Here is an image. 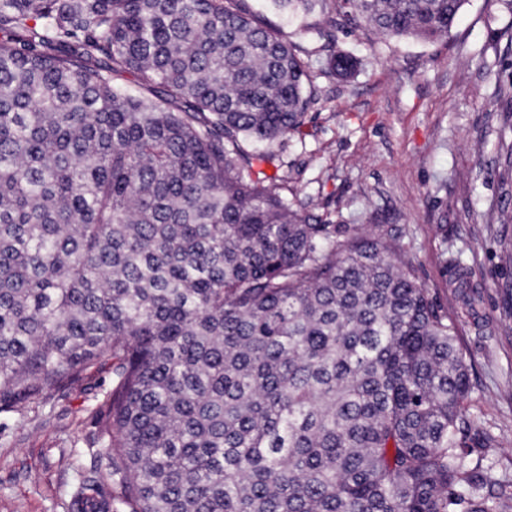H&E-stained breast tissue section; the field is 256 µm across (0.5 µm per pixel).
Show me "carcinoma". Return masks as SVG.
<instances>
[{
	"label": "carcinoma",
	"instance_id": "cac0c4a2",
	"mask_svg": "<svg viewBox=\"0 0 512 512\" xmlns=\"http://www.w3.org/2000/svg\"><path fill=\"white\" fill-rule=\"evenodd\" d=\"M466 2L344 0L422 41ZM326 37L323 69L351 75ZM317 100L248 0H0V410L112 367L116 493L87 482L75 512H512L464 452L455 322L393 240L261 169Z\"/></svg>",
	"mask_w": 512,
	"mask_h": 512
}]
</instances>
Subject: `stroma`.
Segmentation results:
<instances>
[{"mask_svg":"<svg viewBox=\"0 0 512 512\" xmlns=\"http://www.w3.org/2000/svg\"><path fill=\"white\" fill-rule=\"evenodd\" d=\"M343 0L301 18L276 17L310 64L320 99L303 136L288 140L267 174L288 182L309 207L336 224L397 237L413 274L455 319L471 365L466 444L491 484L512 482V263L500 244L498 210L512 205V183L494 176L503 125L500 88L512 85L500 0H468L450 36L388 40L351 27ZM359 61L340 80L321 75L318 29ZM379 213L383 225L368 223ZM447 225L440 237L438 225ZM468 267L466 282L445 264ZM112 383L101 366L64 394L21 411H0V512H73L79 487L100 468L95 411Z\"/></svg>","mask_w":512,"mask_h":512,"instance_id":"1","label":"stroma"}]
</instances>
